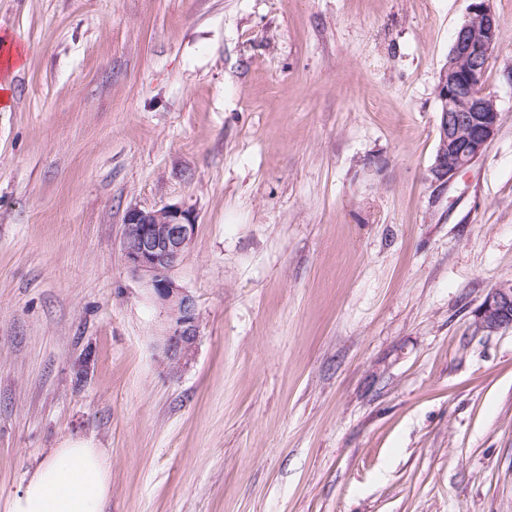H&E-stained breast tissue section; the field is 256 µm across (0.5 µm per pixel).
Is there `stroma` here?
Here are the masks:
<instances>
[{"label": "stroma", "instance_id": "35a3bbf8", "mask_svg": "<svg viewBox=\"0 0 512 512\" xmlns=\"http://www.w3.org/2000/svg\"><path fill=\"white\" fill-rule=\"evenodd\" d=\"M484 156L431 181L437 77L470 0H0V503L70 439L105 512H512V0ZM197 230L175 281L131 208ZM123 225L125 264L131 272L148 278L154 298L165 309L163 361L172 372L177 371L190 360L200 337L196 300L171 277L193 241L195 217L177 204L159 210L131 208ZM479 331L495 332L512 328V282L492 288L475 314Z\"/></svg>", "mask_w": 512, "mask_h": 512}]
</instances>
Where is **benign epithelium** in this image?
Returning <instances> with one entry per match:
<instances>
[{
    "mask_svg": "<svg viewBox=\"0 0 512 512\" xmlns=\"http://www.w3.org/2000/svg\"><path fill=\"white\" fill-rule=\"evenodd\" d=\"M500 38V22L489 0H471L438 74L440 124L429 170L435 181L446 183L477 161L498 131L500 112L482 83ZM123 225L125 264L148 278L154 298L167 314L162 355L174 372L190 360L200 337L196 300L171 277L193 241L195 217L177 204L159 210L131 208ZM475 325L484 332L512 328L511 281L491 289L476 311Z\"/></svg>",
    "mask_w": 512,
    "mask_h": 512,
    "instance_id": "1",
    "label": "benign epithelium"
}]
</instances>
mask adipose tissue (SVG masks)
Masks as SVG:
<instances>
[{
  "instance_id": "adipose-tissue-1",
  "label": "adipose tissue",
  "mask_w": 512,
  "mask_h": 512,
  "mask_svg": "<svg viewBox=\"0 0 512 512\" xmlns=\"http://www.w3.org/2000/svg\"><path fill=\"white\" fill-rule=\"evenodd\" d=\"M110 470L103 451L87 441L54 449L0 512H103Z\"/></svg>"
}]
</instances>
